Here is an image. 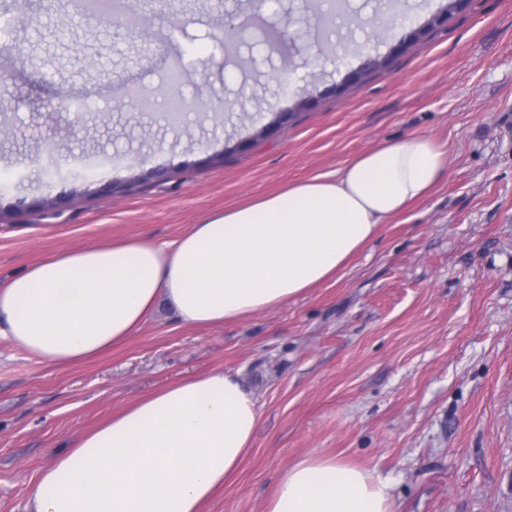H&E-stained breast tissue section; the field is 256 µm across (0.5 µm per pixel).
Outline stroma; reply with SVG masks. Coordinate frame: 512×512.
I'll list each match as a JSON object with an SVG mask.
<instances>
[{"label":"stroma","mask_w":512,"mask_h":512,"mask_svg":"<svg viewBox=\"0 0 512 512\" xmlns=\"http://www.w3.org/2000/svg\"><path fill=\"white\" fill-rule=\"evenodd\" d=\"M235 10L290 13L287 43L259 32L246 68L226 60L214 20ZM5 19L1 278L66 249L177 238L387 141L431 136L449 164L334 280L275 310L201 329L163 308L68 367L0 339V512H25L71 439L216 369L254 393L259 426L206 512H262L307 455L390 481L393 512H512V0H154L124 39L77 0H0ZM327 38L346 51L310 77L301 47ZM117 74L153 111L115 94ZM174 95L197 105L175 125Z\"/></svg>","instance_id":"1"}]
</instances>
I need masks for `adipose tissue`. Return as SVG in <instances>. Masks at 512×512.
Returning a JSON list of instances; mask_svg holds the SVG:
<instances>
[{
	"mask_svg": "<svg viewBox=\"0 0 512 512\" xmlns=\"http://www.w3.org/2000/svg\"><path fill=\"white\" fill-rule=\"evenodd\" d=\"M448 161L432 137L383 143L342 167L229 208L180 237L52 254L0 278V338L65 367L132 336L160 307L196 328L271 311L334 279ZM238 375L214 370L148 393L54 455L30 512H202L237 473L258 425ZM264 512H393L391 485L333 457L281 475Z\"/></svg>",
	"mask_w": 512,
	"mask_h": 512,
	"instance_id": "adipose-tissue-1",
	"label": "adipose tissue"
}]
</instances>
